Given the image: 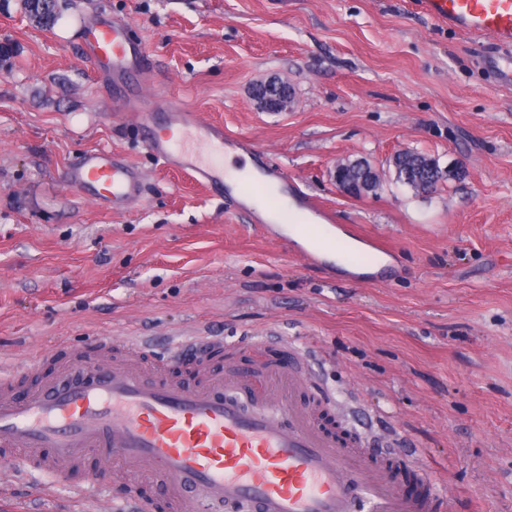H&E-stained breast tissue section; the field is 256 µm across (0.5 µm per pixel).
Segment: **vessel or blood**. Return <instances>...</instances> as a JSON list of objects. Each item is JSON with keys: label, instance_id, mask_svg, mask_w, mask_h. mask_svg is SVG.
<instances>
[{"label": "vessel or blood", "instance_id": "obj_1", "mask_svg": "<svg viewBox=\"0 0 512 512\" xmlns=\"http://www.w3.org/2000/svg\"><path fill=\"white\" fill-rule=\"evenodd\" d=\"M425 14L487 42L478 59L493 79L512 88V0H418ZM84 49L103 66L116 104L138 108L149 149L160 164L184 171L216 193L224 191V129L198 123L177 105H163L165 126L152 123L140 106L146 73L141 44L127 28L99 16L83 30ZM69 182L96 199L132 201L141 175L111 151L87 152L69 172ZM211 336L188 337L167 358L169 367L201 360ZM61 365L45 375L40 364L25 371H0V457L68 478L90 455L119 462L129 475L150 469L151 481L169 512H201L215 499L251 505L255 512H438L428 496L400 489L401 474L422 484L431 476L401 444L368 455L357 442L315 422L298 398L299 382L287 378L285 393L267 397L249 412L243 399L256 398L249 376L205 379L186 385L176 378H149L132 360L90 361L55 352ZM39 376L22 394L10 389L21 373Z\"/></svg>", "mask_w": 512, "mask_h": 512}]
</instances>
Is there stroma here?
<instances>
[{
	"mask_svg": "<svg viewBox=\"0 0 512 512\" xmlns=\"http://www.w3.org/2000/svg\"><path fill=\"white\" fill-rule=\"evenodd\" d=\"M124 20L165 99L248 141L332 227L395 252L377 274L307 261L286 231L159 164L80 46L83 22ZM474 37L409 0H59L53 27L0 0V365L67 345L121 359L142 336L154 368L174 339L215 336L212 375L310 355L302 396L355 408L372 444L396 438L433 474L445 512H512V90L477 70ZM282 80L288 111L256 84ZM105 148L143 175L139 201L104 206L66 181ZM453 177L396 181L399 151ZM381 187L341 193L337 160ZM111 484L0 462V512H114Z\"/></svg>",
	"mask_w": 512,
	"mask_h": 512,
	"instance_id": "1",
	"label": "stroma"
}]
</instances>
